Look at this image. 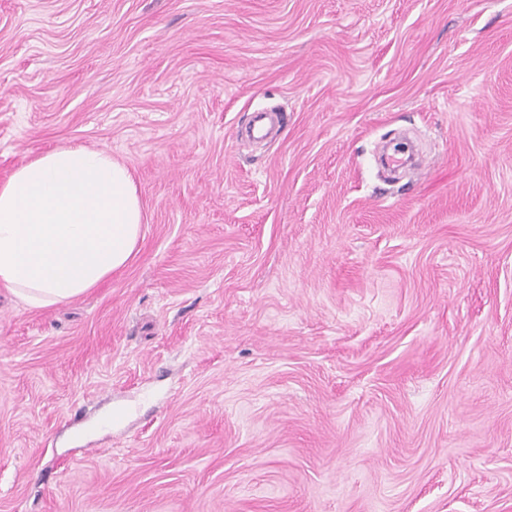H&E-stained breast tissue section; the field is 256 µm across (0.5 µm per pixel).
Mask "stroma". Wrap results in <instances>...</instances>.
I'll return each instance as SVG.
<instances>
[{
    "instance_id": "35a3bbf8",
    "label": "stroma",
    "mask_w": 512,
    "mask_h": 512,
    "mask_svg": "<svg viewBox=\"0 0 512 512\" xmlns=\"http://www.w3.org/2000/svg\"><path fill=\"white\" fill-rule=\"evenodd\" d=\"M66 145L144 238L0 288V512H512V0H0V180Z\"/></svg>"
}]
</instances>
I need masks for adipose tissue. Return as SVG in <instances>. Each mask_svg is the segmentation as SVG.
<instances>
[{
	"instance_id": "1",
	"label": "adipose tissue",
	"mask_w": 512,
	"mask_h": 512,
	"mask_svg": "<svg viewBox=\"0 0 512 512\" xmlns=\"http://www.w3.org/2000/svg\"><path fill=\"white\" fill-rule=\"evenodd\" d=\"M142 224L130 171L110 152L38 154L0 181V287L30 309L68 303L129 264Z\"/></svg>"
}]
</instances>
